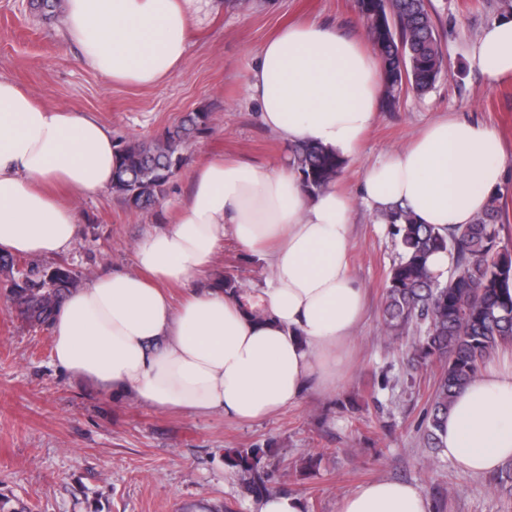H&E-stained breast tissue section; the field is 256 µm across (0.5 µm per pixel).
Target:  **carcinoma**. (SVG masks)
Listing matches in <instances>:
<instances>
[{
	"mask_svg": "<svg viewBox=\"0 0 512 512\" xmlns=\"http://www.w3.org/2000/svg\"><path fill=\"white\" fill-rule=\"evenodd\" d=\"M357 6L381 58L386 108L395 107L403 90L428 92L444 73L429 0H357ZM210 122L209 112H188L150 142L118 140L112 192L132 210L158 203L184 164L186 144L210 129ZM344 165L345 160L322 146L302 143L293 151L292 166L310 192L334 181ZM505 221L496 196L474 223L447 236L430 224L416 223L403 208L386 217L399 252L386 275L383 328L388 336H401L419 326L416 362L441 364L426 435L434 448L455 396L500 346L512 342V251L500 239ZM440 251L453 259L443 282L428 268L429 258ZM16 266L12 256L0 254V274L9 283L18 316L33 328L46 329L80 274L66 263L43 271ZM265 455V449L254 447L228 458L229 465L247 475V489L257 501L276 494Z\"/></svg>",
	"mask_w": 512,
	"mask_h": 512,
	"instance_id": "cac0c4a2",
	"label": "carcinoma"
}]
</instances>
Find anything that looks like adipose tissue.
I'll list each match as a JSON object with an SVG mask.
<instances>
[{"label":"adipose tissue","instance_id":"obj_1","mask_svg":"<svg viewBox=\"0 0 512 512\" xmlns=\"http://www.w3.org/2000/svg\"><path fill=\"white\" fill-rule=\"evenodd\" d=\"M219 0H67L63 29L79 63L115 83L154 87L181 71L191 31ZM489 82L512 76V17L489 24L471 51ZM260 123L286 145L309 141L356 157L383 97L367 32L333 23L281 29L255 51L245 81ZM115 139L95 115L38 100L0 76V252L55 257L77 235L76 199L111 189ZM495 131L439 120L366 170L363 203L401 205L440 233L473 223L499 183ZM172 223L134 246L135 271L91 276L61 300L51 326L54 365L97 390L161 410L253 421L309 391L335 392L365 296L350 265V197L308 192L289 158L265 165H194ZM233 244L268 276L263 316L210 282ZM183 291L174 300L170 290ZM439 454L475 475L512 461V367L478 374L437 431ZM339 512H432L413 484L380 479L344 497Z\"/></svg>","mask_w":512,"mask_h":512}]
</instances>
